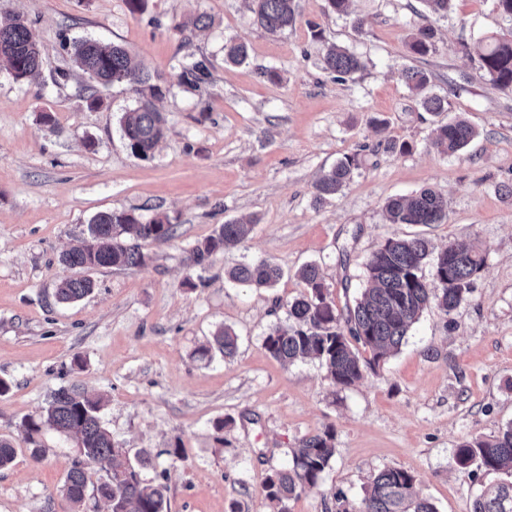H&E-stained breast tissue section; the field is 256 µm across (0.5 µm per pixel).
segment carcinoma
<instances>
[{
    "label": "carcinoma",
    "mask_w": 512,
    "mask_h": 512,
    "mask_svg": "<svg viewBox=\"0 0 512 512\" xmlns=\"http://www.w3.org/2000/svg\"><path fill=\"white\" fill-rule=\"evenodd\" d=\"M254 21L271 33L295 26V0H252ZM435 46V29L424 25L412 33L409 52L425 56ZM480 77L494 85L512 88V39L493 37L477 45ZM72 62L102 87L126 84L136 95V107L122 124L123 138L131 153L149 157L165 137L166 119L156 107L165 96L167 81L160 74H151L132 65L127 50L118 44H105L95 39H79L72 43ZM248 59L244 43L224 45V62L242 64ZM42 53L30 26L19 15L0 20V68L14 79L22 80L39 72ZM325 69L336 78L348 77L362 68L361 59L346 48L333 46L323 58ZM180 77L197 83L206 75L202 61H185ZM408 88L420 97L424 111L439 115L448 111V101L428 92L429 76L408 68L403 74ZM476 136L475 129L463 120L440 121L433 130L432 145L441 153L453 155L465 148ZM359 162L354 157L340 160L314 184V200L320 204L333 198L351 180ZM392 224H438L447 215L448 199L431 188L410 196L391 198L386 203ZM251 225L233 221L219 229L191 250L192 265L206 269L214 256L242 242ZM92 244L64 251L60 263L83 270L97 268H135L145 264L147 256L140 242H166L176 233V225L161 218L143 222L134 213L114 209L95 215L88 227ZM431 255L423 239L391 238L368 260L366 271L371 286L356 299L346 314L336 312L322 281L320 268L307 264L299 271L305 291L288 301V318L294 325L286 330L271 329L264 338V348L283 364L298 359H312L325 367L330 380L348 387L363 377L368 363L359 357L361 345L379 360L398 351L411 327L422 313L435 307L449 315L468 299L472 277L480 270L483 257L474 250L450 243L434 259L432 281L420 274ZM281 269L266 259L236 266L229 278L233 281L272 287L281 278ZM94 283L87 277L71 278L57 288L61 302H74L88 295ZM237 348V336L229 328L216 330L211 340L199 349L204 359L218 352L224 357ZM101 401L88 397L76 386L58 389L45 411L22 422L26 441L40 455L42 436L54 430L74 440L82 459L68 471L64 483L66 496L75 504L85 502L88 476L85 465L107 462L111 471L94 491L108 503L110 512H166V487L151 484L142 471L154 467L152 455L140 451L136 463L116 462L122 449L112 442L98 413ZM334 435L325 430L303 438L287 468L276 470L265 481V497L282 502L300 493L317 488L322 474L335 454ZM456 464H472L486 471L512 472V426L496 436L481 441L464 442L457 448ZM416 478L400 468L378 472L358 503L339 500V512H437L436 507L415 490ZM472 512H512V482L486 489L474 501Z\"/></svg>",
    "instance_id": "1"
}]
</instances>
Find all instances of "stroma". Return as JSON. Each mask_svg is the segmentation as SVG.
Returning a JSON list of instances; mask_svg holds the SVG:
<instances>
[{
    "mask_svg": "<svg viewBox=\"0 0 512 512\" xmlns=\"http://www.w3.org/2000/svg\"><path fill=\"white\" fill-rule=\"evenodd\" d=\"M296 5L295 27L271 33L246 0H143L135 12L126 0H0V15L22 14L43 52L36 77L0 70V380L9 385L0 437L16 450L0 469V512H107L93 496L76 507L63 490L79 458L73 441L46 433L38 460L24 436L23 420L72 385L103 398V424L127 456L157 454L143 477L166 486L168 512H336L337 495L359 500L387 467L411 472L437 512H472L486 488L512 478L454 462L461 443L512 425V90L480 79L475 53L507 23L493 0H452L434 19L423 0H352L343 17L324 0ZM201 13L209 26L186 28ZM427 21L436 49L412 56L409 35ZM85 37L122 45L166 77L167 132L153 156H134L121 133L134 92L94 86L72 63L67 46ZM230 40L246 43V63L225 64ZM331 44L359 55L364 70L343 80L326 71ZM191 57L209 69L196 85L180 77ZM409 67L447 99L444 120L476 130L461 152L431 147L434 119L402 79ZM351 155L360 160L351 181L316 205L314 181ZM425 187L448 198L442 223H388L390 198ZM112 209L168 220L176 236L143 242L142 267L91 271L90 294L58 302V284L80 274L60 253ZM238 219L253 221L248 239L206 271L192 268L191 247ZM395 237L479 251L468 300L448 316L425 310L397 353L346 388L318 362L284 365L265 350L304 290L302 266L320 265L342 311L366 288L368 259ZM256 259L282 269L274 287L229 280ZM197 277L203 286L189 287ZM222 326L238 337L234 356L199 358ZM327 429L336 453L320 488L269 501L266 477ZM177 444L184 454L174 460L165 451Z\"/></svg>",
    "mask_w": 512,
    "mask_h": 512,
    "instance_id": "obj_1",
    "label": "stroma"
}]
</instances>
